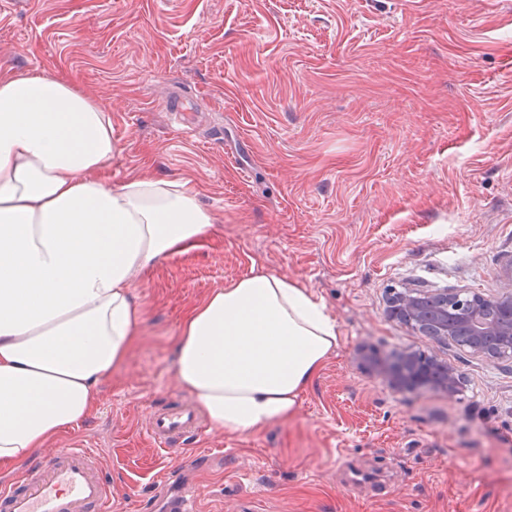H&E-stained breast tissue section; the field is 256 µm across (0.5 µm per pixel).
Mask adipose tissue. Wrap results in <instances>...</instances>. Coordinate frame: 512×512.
Returning a JSON list of instances; mask_svg holds the SVG:
<instances>
[{
	"label": "adipose tissue",
	"mask_w": 512,
	"mask_h": 512,
	"mask_svg": "<svg viewBox=\"0 0 512 512\" xmlns=\"http://www.w3.org/2000/svg\"><path fill=\"white\" fill-rule=\"evenodd\" d=\"M112 116L43 73L0 75V470L83 423L137 345L134 288L215 221L188 181L106 177ZM339 345L300 283L254 266L210 293L174 340L175 379L211 427L291 419Z\"/></svg>",
	"instance_id": "obj_1"
}]
</instances>
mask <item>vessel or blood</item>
Here are the masks:
<instances>
[{
    "instance_id": "1",
    "label": "vessel or blood",
    "mask_w": 512,
    "mask_h": 512,
    "mask_svg": "<svg viewBox=\"0 0 512 512\" xmlns=\"http://www.w3.org/2000/svg\"><path fill=\"white\" fill-rule=\"evenodd\" d=\"M195 407L155 410L147 435L157 453L171 456L201 434ZM112 482L91 448H62L34 469H25L0 487V512H114Z\"/></svg>"
}]
</instances>
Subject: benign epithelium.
<instances>
[{
	"label": "benign epithelium",
	"instance_id": "benign-epithelium-1",
	"mask_svg": "<svg viewBox=\"0 0 512 512\" xmlns=\"http://www.w3.org/2000/svg\"><path fill=\"white\" fill-rule=\"evenodd\" d=\"M418 296L419 292L409 291L394 297L390 305L391 317L440 345L451 342L488 361L500 358L498 352L484 349L474 339L469 343L458 340L457 331L470 330L475 335L485 333L489 325L484 321L482 309L488 304L496 305L512 314L511 290L508 289L495 298L472 296L467 306L456 308L459 312L458 324L452 329L448 328V303L454 301L457 294L446 289L427 293L434 308V317L430 322L424 319L416 304ZM359 360L365 368L382 376L392 389L399 392L414 391L428 383L450 398L459 392L460 378L454 369L437 357L418 350L404 351L393 362L379 358L371 349H363L360 351Z\"/></svg>",
	"mask_w": 512,
	"mask_h": 512
}]
</instances>
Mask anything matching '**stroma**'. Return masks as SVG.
<instances>
[{"label": "stroma", "mask_w": 512, "mask_h": 512, "mask_svg": "<svg viewBox=\"0 0 512 512\" xmlns=\"http://www.w3.org/2000/svg\"><path fill=\"white\" fill-rule=\"evenodd\" d=\"M36 70L111 112L112 182L191 181L216 218L145 274L139 343L54 443L100 454L118 512L176 489L197 512H512V356L388 316L411 289L512 283V0H12L0 73ZM173 85L196 136L163 109ZM254 265L308 288L341 342L295 418L160 458L145 429L185 396L179 324ZM363 347L436 355L461 391H393Z\"/></svg>", "instance_id": "1"}]
</instances>
